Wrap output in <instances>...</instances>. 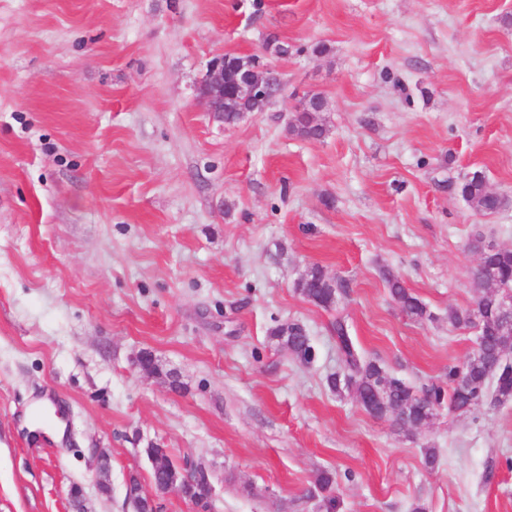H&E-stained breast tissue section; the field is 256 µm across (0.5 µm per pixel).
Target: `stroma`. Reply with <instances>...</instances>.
I'll return each instance as SVG.
<instances>
[{
    "mask_svg": "<svg viewBox=\"0 0 512 512\" xmlns=\"http://www.w3.org/2000/svg\"><path fill=\"white\" fill-rule=\"evenodd\" d=\"M222 54L277 67L283 98L213 120ZM307 92L318 142L288 133ZM477 170L512 196V0H0V512H73L75 484L133 512L151 443L205 465L209 512H319L324 470L341 512H512V404L406 432L327 385L339 318L416 388L471 355L448 321L470 244L512 249V209L459 192ZM314 264L345 285L331 308L295 289ZM288 323L311 363L272 338ZM383 275L391 297L408 316L415 320H422L427 317L425 305L405 287L404 282L398 275L389 270L384 271ZM271 336L278 344L287 348L288 352L303 364L311 363L314 359V348L304 329L298 324L278 325L271 331Z\"/></svg>",
    "mask_w": 512,
    "mask_h": 512,
    "instance_id": "35a3bbf8",
    "label": "stroma"
}]
</instances>
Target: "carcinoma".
<instances>
[{
    "mask_svg": "<svg viewBox=\"0 0 512 512\" xmlns=\"http://www.w3.org/2000/svg\"><path fill=\"white\" fill-rule=\"evenodd\" d=\"M311 123V113L297 112L288 131L302 138L309 134ZM460 191L463 198L483 214H495L512 207V197L489 194L485 175L481 171H475L466 178ZM383 275L391 297L408 316L415 320L427 317L425 305L405 287L399 276L389 270L384 271ZM492 280L499 287L512 289V249L496 247L482 252V264L475 267L472 275V285L476 291L475 306L465 311H448V322L455 327L473 326L477 316H482V352L470 355L462 363L448 366V388L432 384L417 390L390 374L377 361L365 359L345 321L338 319L333 324V333L342 372L328 378L330 389L352 392L371 415L380 418L391 416L402 429L427 424L436 406L445 399L448 400L450 411H470L483 405L487 383L491 379L495 382L493 403H511L512 363H498L497 355L512 350V322L498 316L490 284ZM342 288L344 285L328 276L319 265L311 266L296 283V290L301 296L325 309L336 303ZM271 336L299 362L309 364L313 361L314 348L300 325H278L272 329ZM144 452L154 456L160 454L165 460L163 466L151 470L152 485L158 497L160 486L178 466L173 463L165 448H146ZM333 484L334 477L328 471L322 472L316 479L323 512H340L342 503L333 491Z\"/></svg>",
    "mask_w": 512,
    "mask_h": 512,
    "instance_id": "obj_1",
    "label": "carcinoma"
}]
</instances>
